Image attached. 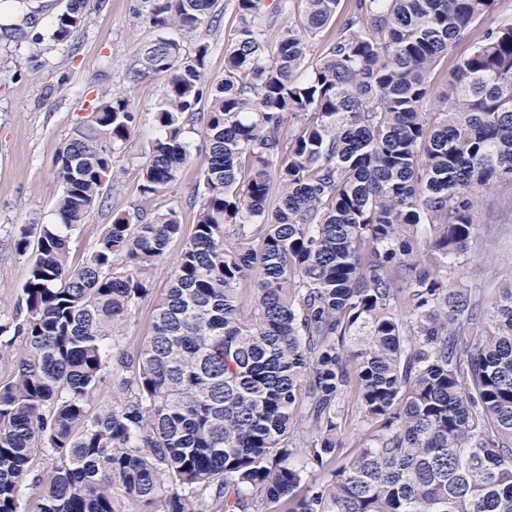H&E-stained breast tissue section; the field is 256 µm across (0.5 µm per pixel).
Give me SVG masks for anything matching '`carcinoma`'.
I'll return each instance as SVG.
<instances>
[{"mask_svg":"<svg viewBox=\"0 0 512 512\" xmlns=\"http://www.w3.org/2000/svg\"><path fill=\"white\" fill-rule=\"evenodd\" d=\"M259 2L237 0L224 78L209 84L196 33L215 0H143L140 16L194 45L162 38L127 69L132 82L170 73L141 203L71 265L138 122L103 92L58 153L57 223L35 244L16 232L34 255L0 319V357L21 342L0 385V512H512V284L477 297L458 274L480 203L493 220L512 213V18L484 30L429 112L432 73L493 0H355L344 14L341 0H303V30L273 49ZM73 4L51 40L85 27L87 0ZM204 99L197 157L184 121ZM195 160L194 232L152 334L124 351L182 224L152 201ZM108 378L112 405L95 408ZM351 392L372 432L338 467Z\"/></svg>","mask_w":512,"mask_h":512,"instance_id":"1","label":"carcinoma"}]
</instances>
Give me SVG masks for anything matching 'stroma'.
Instances as JSON below:
<instances>
[{"mask_svg":"<svg viewBox=\"0 0 512 512\" xmlns=\"http://www.w3.org/2000/svg\"><path fill=\"white\" fill-rule=\"evenodd\" d=\"M67 0H18L10 23L21 33L0 32V311L11 312L28 277L30 259L18 255L13 236L20 226L39 230L54 223L61 192L56 157L61 144L90 119L89 102L102 92L124 94L141 115L129 147L113 155L121 175L73 235L72 265L93 251L105 224L118 211H133L140 199V167L157 136L153 108L163 95L169 75L154 72L138 83L126 77L129 64L162 33L138 14L141 0H90L88 24L68 42L49 38L52 19ZM238 24L236 0H217L205 18L200 35L210 44L207 79L224 76V43ZM482 31L474 25L448 48L432 75L429 108L443 106L448 81L460 59L473 49ZM203 191L197 164L182 168L177 182L162 192L155 204L176 209L182 230L170 240L151 279L153 295L139 301L121 345L136 349L151 335L156 293L167 288L178 269L185 241L193 233L194 205ZM472 258L461 272L474 288L491 293L512 284V217L482 224L474 240Z\"/></svg>","mask_w":512,"mask_h":512,"instance_id":"obj_1","label":"stroma"}]
</instances>
